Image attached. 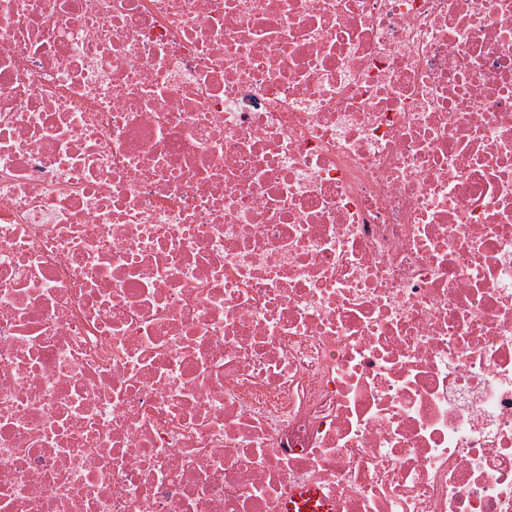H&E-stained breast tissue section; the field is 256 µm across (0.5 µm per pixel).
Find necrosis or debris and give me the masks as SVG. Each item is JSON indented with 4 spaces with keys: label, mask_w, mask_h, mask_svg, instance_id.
<instances>
[{
    "label": "necrosis or debris",
    "mask_w": 512,
    "mask_h": 512,
    "mask_svg": "<svg viewBox=\"0 0 512 512\" xmlns=\"http://www.w3.org/2000/svg\"><path fill=\"white\" fill-rule=\"evenodd\" d=\"M512 512V0H0V512ZM281 512H336V501L323 495L313 484L295 485L282 500Z\"/></svg>",
    "instance_id": "obj_1"
}]
</instances>
